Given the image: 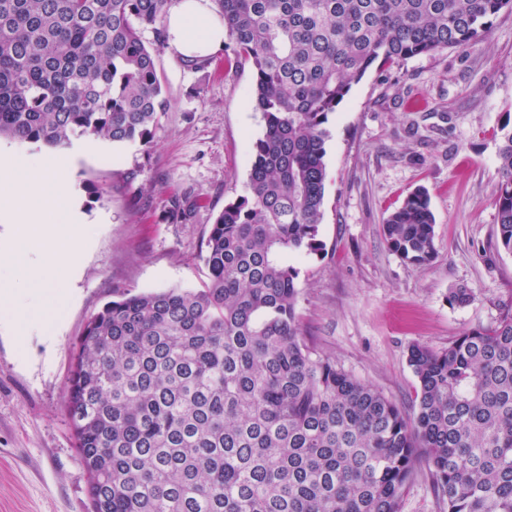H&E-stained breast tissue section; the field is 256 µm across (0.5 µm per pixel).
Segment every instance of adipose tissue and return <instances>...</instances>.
<instances>
[{
  "instance_id": "obj_1",
  "label": "adipose tissue",
  "mask_w": 512,
  "mask_h": 512,
  "mask_svg": "<svg viewBox=\"0 0 512 512\" xmlns=\"http://www.w3.org/2000/svg\"><path fill=\"white\" fill-rule=\"evenodd\" d=\"M167 43L187 58L210 55L224 44V21L209 0H175L166 21ZM65 158L49 155L39 162L11 159L0 164V222L15 227L12 247L0 261L17 262L35 283L47 288L52 312L68 299L63 270L81 263L88 229L62 177Z\"/></svg>"
}]
</instances>
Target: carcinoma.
<instances>
[{
    "instance_id": "obj_1",
    "label": "carcinoma",
    "mask_w": 512,
    "mask_h": 512,
    "mask_svg": "<svg viewBox=\"0 0 512 512\" xmlns=\"http://www.w3.org/2000/svg\"><path fill=\"white\" fill-rule=\"evenodd\" d=\"M174 0H0V138L70 148L153 137L155 50ZM254 71L262 133L196 290L123 293L74 347L65 405L91 512H399L418 459L447 512H512V312L441 351L412 345L413 414L302 336L290 255L318 239L329 114L373 65L463 48L512 0H213ZM497 244L512 253V122L500 128ZM436 255L420 187L383 224Z\"/></svg>"
}]
</instances>
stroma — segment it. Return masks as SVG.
I'll return each mask as SVG.
<instances>
[{"instance_id":"1","label":"stroma","mask_w":512,"mask_h":512,"mask_svg":"<svg viewBox=\"0 0 512 512\" xmlns=\"http://www.w3.org/2000/svg\"><path fill=\"white\" fill-rule=\"evenodd\" d=\"M167 109L148 144L65 149L92 233L71 298L53 326L34 315L18 351L0 310V512H89L87 474L64 405L73 348L119 295L201 288L215 216L243 195L262 132L252 70L233 51L189 60L156 53ZM512 117V13L462 49L371 67L330 114L319 237L299 254L297 314L314 353L330 356L405 413L418 383L411 345L441 351L512 307V254L495 245L499 127ZM435 216V259L390 251L382 225L418 187ZM187 207L170 217L173 203ZM473 300L450 304L451 288ZM399 512H446L418 464Z\"/></svg>"}]
</instances>
